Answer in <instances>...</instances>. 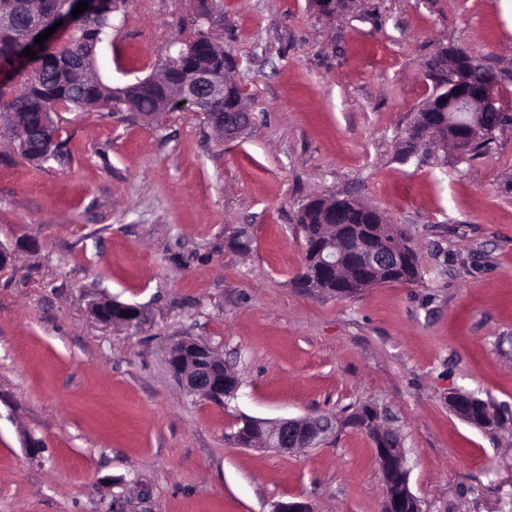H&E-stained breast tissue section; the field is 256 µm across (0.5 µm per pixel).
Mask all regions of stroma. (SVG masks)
Wrapping results in <instances>:
<instances>
[{"mask_svg": "<svg viewBox=\"0 0 512 512\" xmlns=\"http://www.w3.org/2000/svg\"><path fill=\"white\" fill-rule=\"evenodd\" d=\"M127 0L96 70L153 75L197 31L238 62L252 122L222 139L190 109L61 115L42 164L0 140V512H381L372 443L346 427L294 453L231 439L241 416L384 411L422 512H512V124L461 152L410 144L465 49L512 100V0ZM350 195L406 230L420 275L338 298L297 288L299 206ZM249 226L252 249L226 232ZM143 312L99 322L95 303ZM207 343L240 387L188 394L168 365ZM470 392L504 415L453 414ZM96 305H99L100 307L103 306L104 309H107L110 305H112L110 307L112 312L120 313L125 318V321L130 325L137 323L142 316V310L139 307L131 304L118 302L115 300L99 302ZM104 309H94V315L97 317L98 320L104 323L111 324V320L107 318V315L104 313ZM475 398L470 393L455 392L450 397V409L455 415L469 424L478 428H485V419L476 417L473 414V409L470 407V403Z\"/></svg>", "mask_w": 512, "mask_h": 512, "instance_id": "stroma-1", "label": "stroma"}]
</instances>
